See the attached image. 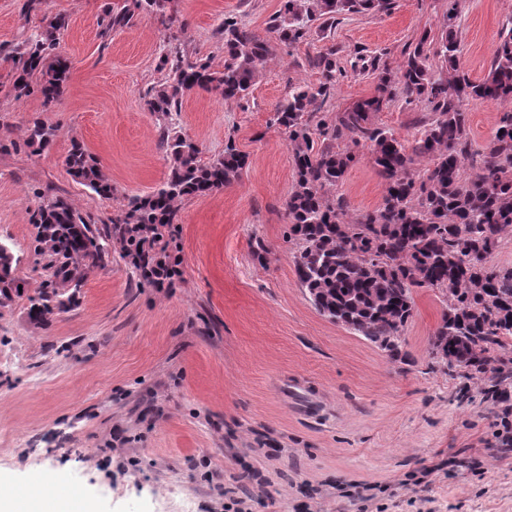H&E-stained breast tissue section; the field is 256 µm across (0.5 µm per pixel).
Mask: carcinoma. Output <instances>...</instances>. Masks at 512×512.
<instances>
[{
    "instance_id": "cac0c4a2",
    "label": "carcinoma",
    "mask_w": 512,
    "mask_h": 512,
    "mask_svg": "<svg viewBox=\"0 0 512 512\" xmlns=\"http://www.w3.org/2000/svg\"><path fill=\"white\" fill-rule=\"evenodd\" d=\"M166 0H132L109 17L106 29L122 26L133 10L161 12ZM391 0H281L271 30L282 43L306 38L308 23L342 8L384 11ZM458 0H448L438 46L422 38L397 72L381 58L370 62L379 71L377 95L336 113L327 122L315 112L344 76L335 52L314 61L316 85L298 84L276 108L270 123L287 135L295 184L286 211L288 238L296 246L298 282L318 312L342 324L380 349L399 355L403 330L412 315V289H437L445 309L431 340V351L448 369L481 373L491 364L508 366L512 345V268L490 264L504 238L512 234V21L499 33L487 76L473 81L458 67L456 38ZM65 21L52 18L42 31L5 55L12 65V90L18 98L37 93L43 106L57 104L66 92L69 65L54 54ZM224 70L192 60L176 50L162 57L165 80L153 87L151 112L168 118L181 109L194 89L240 99L259 78L271 47L237 16H224ZM437 59L434 66L430 58ZM430 107L420 119L413 141L400 139L375 116L397 98ZM479 98L502 107L492 138L480 149L469 137L463 102ZM57 128L33 120L18 151L47 150ZM160 146L169 164L167 180L156 192L133 196L124 208L99 224L64 196L44 200L32 215L34 253L48 278L29 297V317L45 323L55 311L74 302L87 273L107 266L112 244L133 270L138 284L167 288L178 276L177 234L180 201L224 190L246 166V156L229 141L224 154L207 162L198 145L164 128ZM368 147L384 180L385 192L373 209L348 212L341 195L330 188L342 180ZM425 162L422 170L415 165ZM68 171L97 195L112 196V184L99 163L75 140L66 156ZM17 263L12 248L0 242V301L12 299L19 285L12 276Z\"/></svg>"
}]
</instances>
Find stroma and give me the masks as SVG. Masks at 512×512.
Instances as JSON below:
<instances>
[{"label": "stroma", "instance_id": "35a3bbf8", "mask_svg": "<svg viewBox=\"0 0 512 512\" xmlns=\"http://www.w3.org/2000/svg\"><path fill=\"white\" fill-rule=\"evenodd\" d=\"M125 0H0V55L63 16L56 49L69 60L64 98H15L0 58V139L22 141L34 118L58 127L41 153L0 150V241L18 263L21 296L0 306V497L55 488L94 512H512V413L487 400L495 372L466 377L430 353L444 309L438 290L412 291L399 358L313 306L295 271L286 204L294 166L270 120L297 83H314V58L335 48L346 75L320 108L326 120L376 93L359 54L397 69L421 38L438 39L445 0H393L385 12L315 21L299 44L276 40L280 0H168L104 31ZM461 69L487 76L512 0H459ZM242 17L272 57L250 94H186L173 126L202 160L234 142L247 157L224 191L184 198L182 274L171 287L139 286L120 257L86 278L75 307L29 319L44 272L30 214L39 194L68 197L105 221L131 196L160 188L168 162L146 101L158 61L178 48L224 67L215 31ZM99 159L114 193L104 199L67 170L72 140ZM336 191L350 211L372 209L385 183L368 148ZM267 248L256 260L251 244Z\"/></svg>", "mask_w": 512, "mask_h": 512}]
</instances>
